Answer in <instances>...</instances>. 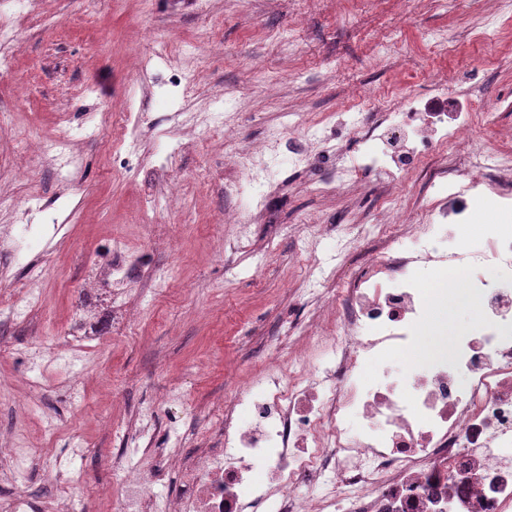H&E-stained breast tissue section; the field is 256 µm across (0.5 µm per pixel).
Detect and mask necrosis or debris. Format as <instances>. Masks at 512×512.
<instances>
[{
    "label": "necrosis or debris",
    "mask_w": 512,
    "mask_h": 512,
    "mask_svg": "<svg viewBox=\"0 0 512 512\" xmlns=\"http://www.w3.org/2000/svg\"><path fill=\"white\" fill-rule=\"evenodd\" d=\"M487 124L449 96L439 76L424 96L357 114L350 131L362 143L358 157L327 118L301 138L276 130L260 148L236 152L224 193L236 201L233 222L247 224L259 213L255 198L274 186L273 163L319 168L311 188L331 195L358 190L379 169L407 177L423 153L445 145L467 147L464 157L440 161L431 193L411 203L390 198L394 223L336 225L337 265L348 263L364 234L383 247L332 298H317L308 321L288 324L251 384L213 404L192 456H184L187 437L177 426L156 441L157 409L141 407V465L121 493L104 480L97 496L111 499L115 512H512V226L490 223L480 246L468 240L475 198L512 201V150L500 149L489 167L477 146ZM385 131L401 134V156L382 148ZM47 250L29 224L7 237L31 284ZM448 271L461 291L432 297L421 288ZM445 302L469 315L461 325L437 324V335L450 338V358L392 366L388 352L417 346ZM40 304L32 288L0 284V324ZM352 416L364 429H349ZM0 455L11 459L7 479L17 487L0 512H75L79 481L63 478L60 458L37 457L58 493L36 500L22 489L31 449L7 446ZM174 477L180 493L158 495L156 486Z\"/></svg>",
    "instance_id": "1"
}]
</instances>
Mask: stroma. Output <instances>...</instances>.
Here are the masks:
<instances>
[{
    "label": "stroma",
    "mask_w": 512,
    "mask_h": 512,
    "mask_svg": "<svg viewBox=\"0 0 512 512\" xmlns=\"http://www.w3.org/2000/svg\"><path fill=\"white\" fill-rule=\"evenodd\" d=\"M8 22L22 45L0 67V157L32 178L0 176V230L18 223L24 207L32 224L55 212L66 234L35 284L43 307L1 338L0 437L38 454L87 448L72 465L86 481L85 512H113L95 486L112 476L114 461L132 462L126 445L139 407L156 404L167 422L165 394L175 383L185 421H198L214 398L256 376L266 337L287 319H308L310 294L277 293L280 279L306 260L299 226L344 223L353 207L374 219L397 185L392 170L381 169L362 195L322 196L309 188V173L276 165L282 189L269 197L266 220L248 226L256 246L269 248L259 267L251 253L225 252L238 225L213 221L234 206L216 175L232 174L237 147L264 140L285 112L311 122L334 115L337 132L347 133L354 113L383 111L444 69L456 74L450 94L480 87L473 110L494 112L496 125L512 127V106H502L512 103V14L484 33L473 0H419L409 19L396 0H323L316 9L307 0H31ZM434 29L447 32V51L427 43ZM273 30L286 50L271 51ZM165 54L191 60L176 126L142 77L146 70L170 77ZM22 81L29 96L17 92ZM116 100L152 121L138 145L139 166L154 165V141L169 128L187 142L174 174L178 208L144 211L139 167L113 165L121 142L112 128ZM198 112L235 122L236 145H225L220 126L193 130L188 118ZM67 126L75 165L64 181L40 146ZM116 241L129 250L152 246L159 279L168 283L162 290L134 278L130 299L142 309L131 327L113 323L111 290L79 291L87 257L110 259ZM76 324L87 340L74 360L60 355L59 343ZM29 346L44 352L32 370L15 357ZM25 379L38 385L37 407L21 417L7 391ZM49 418L58 423L52 436L44 431Z\"/></svg>",
    "instance_id": "1"
}]
</instances>
